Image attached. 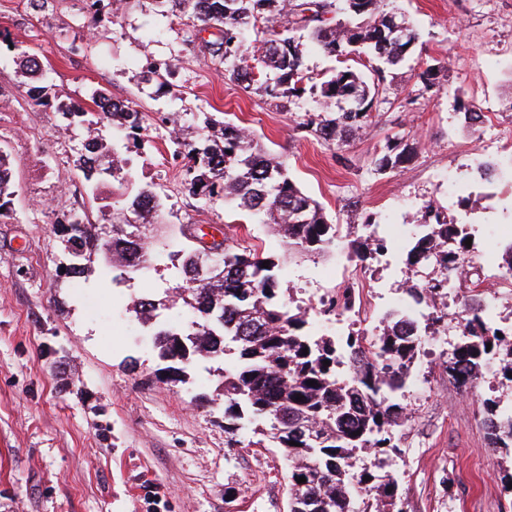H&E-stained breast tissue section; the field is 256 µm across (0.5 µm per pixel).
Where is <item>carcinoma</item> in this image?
I'll use <instances>...</instances> for the list:
<instances>
[{
  "instance_id": "obj_1",
  "label": "carcinoma",
  "mask_w": 512,
  "mask_h": 512,
  "mask_svg": "<svg viewBox=\"0 0 512 512\" xmlns=\"http://www.w3.org/2000/svg\"><path fill=\"white\" fill-rule=\"evenodd\" d=\"M170 5L171 12L190 9L200 22L198 32L217 30L215 39L202 40L203 53L224 62L228 76L245 88H256L280 99L306 91L310 76L305 55L311 46L335 57L343 66L320 82V96L335 104H346L338 112L306 115L299 127L313 132L333 150H343L360 131L378 123L373 101L384 90L385 74L372 69L373 78L344 65L351 55L363 52L387 66L401 63L419 39L416 27L404 15L384 9L382 0H156ZM404 26L409 37L396 45L383 37L389 21ZM22 63L31 77L47 80L43 64L26 52ZM170 60L147 62L148 79L166 87ZM79 118L86 129L79 167L92 190H97L100 168H112V180L122 185L128 171L115 142L103 130L127 138L145 131V116L130 101L112 103V111L101 109L67 112ZM174 155L186 160V191L209 202L229 200L262 224H272L288 249L307 256H320L336 249L337 225L329 223L322 205L305 194L287 168L266 152L263 145L243 129L202 113L197 123L176 138ZM417 143L401 138L388 141L376 156L374 166L385 172L403 169L418 154ZM12 191L6 155L0 151V219L12 216ZM161 206L151 187L135 190L112 205V262L96 265L102 248L99 225L89 217L59 224L56 235L62 246L80 241L83 256L65 269H56L54 282L63 279L80 284L96 275L101 285H118L136 273L152 268L162 254L180 262L181 278L158 299L133 301L132 313L153 329L160 368L169 383L185 382L198 358H213L234 352V369L222 371L221 382L210 395L198 396L201 405L218 400L224 404L225 444H243L240 432L254 425L288 460V512H384L397 507L398 480L387 473L371 476L353 470L352 459L371 450L379 467L387 463L395 447L396 429L407 420L397 402L410 378L422 344L418 322L388 313L381 318L378 336L367 339L348 334H308L309 311L295 313L281 300L278 262L257 249L224 244L203 276L187 262L195 250L182 227H174L158 248L146 247L139 239L154 223ZM141 221L135 226L124 213ZM362 224V233L349 243V253L360 261L380 253L389 240ZM417 237L408 241L406 264L423 268L437 264L453 273L467 250L468 232L440 219L432 205L424 207ZM268 260V267H262ZM441 283L431 279L404 289L407 306L415 311L434 301ZM181 300L187 309V326L174 330L160 320L161 311ZM352 303L350 288L326 304L321 313L340 315ZM461 342L448 360V372L461 384L483 377L486 361L496 359L505 378L512 377V335L497 336L499 329L487 325L481 306L464 300L461 312ZM329 361L324 365L323 361ZM350 362L355 371L337 372ZM312 380L315 385L307 384ZM302 400H296V397ZM482 424L492 450L512 447V410L496 401L484 402ZM359 435H354V432ZM306 482L299 483V477Z\"/></svg>"
}]
</instances>
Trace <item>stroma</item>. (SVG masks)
I'll use <instances>...</instances> for the list:
<instances>
[{"instance_id":"stroma-1","label":"stroma","mask_w":512,"mask_h":512,"mask_svg":"<svg viewBox=\"0 0 512 512\" xmlns=\"http://www.w3.org/2000/svg\"><path fill=\"white\" fill-rule=\"evenodd\" d=\"M388 3L415 23L419 41L385 71L373 103L380 122L336 151L297 127L320 111L317 92L283 101L244 88L201 53L194 18L161 12L156 0H112L108 14L93 13L89 0H0V151L14 189V218L0 223V512H287L290 495L278 449L226 447L221 407L194 403L232 356L197 361L184 383L160 379L153 339L128 308L176 285L168 257L127 286L70 289L67 309L57 307L54 274L68 255L55 223L82 211L107 223L112 192L91 191L77 169L84 130L60 104L90 107L97 89L136 102L146 129L122 152L129 187L148 183L162 198L156 237L173 224L221 226L229 241L278 261L293 310L310 307L316 289L350 285L355 272L377 308L403 305L411 272L402 260L348 258L365 215L409 236L420 206L434 202L448 223L468 225L475 258L491 225H512V178L486 183L476 172L479 161L512 159V0ZM22 50L54 70L43 104L28 96ZM168 58L169 89L143 81L147 60ZM429 65L440 84L428 91L418 74ZM468 108L490 121L464 126ZM201 112L247 129L279 157L338 225L335 254H290L233 204L184 191L172 139ZM395 136L418 142L419 154L404 169L376 172L373 158ZM456 343L424 336L412 369L420 383L399 398L407 419L387 469L405 512H512V451L489 448L480 416L486 399L512 404V381L494 370L461 385L448 373ZM130 355L138 372L125 364Z\"/></svg>"}]
</instances>
